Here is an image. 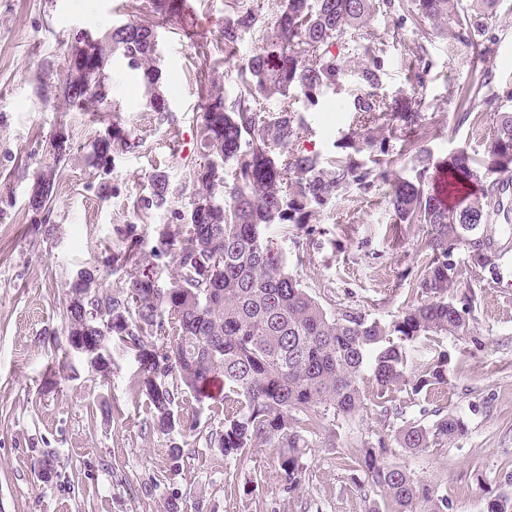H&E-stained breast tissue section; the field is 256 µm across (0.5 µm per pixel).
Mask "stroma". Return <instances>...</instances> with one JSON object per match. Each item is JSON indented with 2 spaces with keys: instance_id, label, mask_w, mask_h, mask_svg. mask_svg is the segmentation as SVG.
<instances>
[{
  "instance_id": "stroma-1",
  "label": "stroma",
  "mask_w": 512,
  "mask_h": 512,
  "mask_svg": "<svg viewBox=\"0 0 512 512\" xmlns=\"http://www.w3.org/2000/svg\"><path fill=\"white\" fill-rule=\"evenodd\" d=\"M197 15L194 37L217 38L224 0H197ZM136 19L129 0H0V512H167L173 500L180 512H367L350 483L346 454L438 408L465 420L464 436L416 455L391 448L387 462L445 484L449 512H484L493 498L512 500V250L497 279L467 277L480 298L474 335L439 339L449 356L445 398L416 397L401 418L380 419L368 402L353 416L327 417L307 436L309 478L296 494L284 491L273 448L231 459L201 442L170 462L168 437L142 430L143 402L128 392L139 370L134 357L115 356L106 382L76 356L68 376L50 378L55 351L44 334L62 329L72 276L100 264L113 225L126 222L155 168L165 166L174 185L189 187L182 160L199 149L194 37L158 31L168 123L148 121L139 74L114 60L112 97L102 113L116 116L143 145L115 157L111 196L99 193L83 151L104 124L39 89L44 67L64 76L67 47L78 33ZM448 44L436 32L428 46V146L438 158L459 150L473 156L498 116L485 112L477 123L458 124L454 91L467 81L469 65ZM354 88L346 82L318 107L302 109L306 154L325 160L338 153L352 115L336 104ZM61 127L75 148L58 167L51 220L40 224L31 219L28 195ZM389 191L384 183L354 189L330 201L318 223L270 230L289 274L327 310L360 308L388 319L412 301L426 227L394 225ZM105 399L113 407L108 421L94 415ZM43 459L53 466L50 475L38 468Z\"/></svg>"
}]
</instances>
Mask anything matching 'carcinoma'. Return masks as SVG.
Instances as JSON below:
<instances>
[{"instance_id":"1","label":"carcinoma","mask_w":512,"mask_h":512,"mask_svg":"<svg viewBox=\"0 0 512 512\" xmlns=\"http://www.w3.org/2000/svg\"><path fill=\"white\" fill-rule=\"evenodd\" d=\"M498 0H285L263 27L239 0H228L220 40L229 51L247 34L258 33L255 52L236 64L238 82L219 83L212 56L199 51L196 86L203 105L197 116L200 152L185 159L191 191L182 210L158 229L155 257L171 256L175 274L167 281L141 263L123 288L106 281L137 261V222L184 196L166 171L150 177L148 195L132 202L131 220L112 225L117 249L104 247L101 265L81 268L71 288L91 293L70 296L65 340L54 341L58 374L73 370L70 337H83L109 350L134 355L140 370L130 391L145 398V429L183 438L169 446L180 460L189 439L198 438L199 419L181 406L183 394L206 398L222 384L224 429L209 438L226 457L255 448L277 449L280 478L288 492L306 481V434L320 428L327 412L351 416L363 404L362 384L371 377L374 406L385 419L399 394H430L448 385V353L440 351L421 370L410 368L411 345L434 336L471 334L477 293L460 291L465 272L496 279L512 242L496 238L495 226L512 221V201L502 177L512 175V84L494 87L487 66L500 40ZM140 23L118 28L103 40L97 56L71 42L67 66L93 74L102 70L112 87V56L142 73L145 88L162 89L153 31L173 23L184 35L194 31L192 0H134ZM385 32H373L378 19ZM420 33L408 38V24ZM432 30H446L468 56L473 79L457 89L459 122L478 121L483 112L498 120L480 158L455 152L441 160L426 147L423 91L432 68L425 45ZM396 51L405 62L406 85L394 96L378 93L381 74ZM354 75L357 92L349 104L353 127L342 152L321 162L302 154L296 142L308 127L294 105L316 107L325 94ZM281 97L273 112L262 102ZM62 97L86 112L102 105L93 92L71 90ZM403 134L404 152L417 168L416 180L397 175L389 136ZM112 124V144L98 137L87 163L101 179L112 175L114 157L139 147ZM368 155L369 161L360 159ZM448 175L446 188L461 195L449 205L428 189L433 171ZM391 191L386 203L396 224H424L419 250L428 262L416 274L415 299L398 315L382 319L358 309L327 312L266 237L274 226L312 224L333 198L376 183ZM470 184L478 190L466 191ZM467 252L462 270L454 251ZM430 423L407 422L393 441L405 453L443 448L463 436L462 418L437 409ZM387 444L364 442L349 458L357 492L381 498L370 512H448V494L408 469L384 461Z\"/></svg>"}]
</instances>
